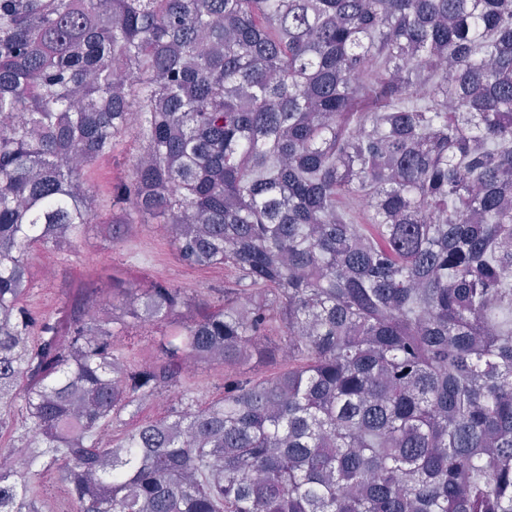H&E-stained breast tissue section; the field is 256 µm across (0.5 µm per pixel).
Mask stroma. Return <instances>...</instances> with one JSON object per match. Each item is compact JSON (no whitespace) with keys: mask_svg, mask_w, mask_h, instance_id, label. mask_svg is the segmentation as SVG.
Instances as JSON below:
<instances>
[{"mask_svg":"<svg viewBox=\"0 0 512 512\" xmlns=\"http://www.w3.org/2000/svg\"><path fill=\"white\" fill-rule=\"evenodd\" d=\"M135 153L123 140L112 156L97 159L85 172L103 217H110L114 187L130 170ZM33 288L24 306L36 317L57 316L67 292L77 287L97 289L100 315L112 310V280L148 287L154 283L199 290L214 302L222 301L226 277L223 269H197L175 255L169 237L155 224L132 225L119 243L94 232L77 252L35 251L30 259Z\"/></svg>","mask_w":512,"mask_h":512,"instance_id":"35a3bbf8","label":"stroma"}]
</instances>
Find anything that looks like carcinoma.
<instances>
[{
  "label": "carcinoma",
  "mask_w": 512,
  "mask_h": 512,
  "mask_svg": "<svg viewBox=\"0 0 512 512\" xmlns=\"http://www.w3.org/2000/svg\"><path fill=\"white\" fill-rule=\"evenodd\" d=\"M167 230L200 291L21 307L97 223ZM364 199L370 205L362 206ZM358 205L361 222L349 217ZM153 325L156 360L116 340ZM200 402L188 362L236 368ZM172 389L170 416L102 429ZM0 512H512V0H0ZM135 150L126 139L117 146L112 156L97 159L86 170L84 178L90 184L103 218L110 217L113 188L124 179L130 170Z\"/></svg>",
  "instance_id": "cac0c4a2"
}]
</instances>
